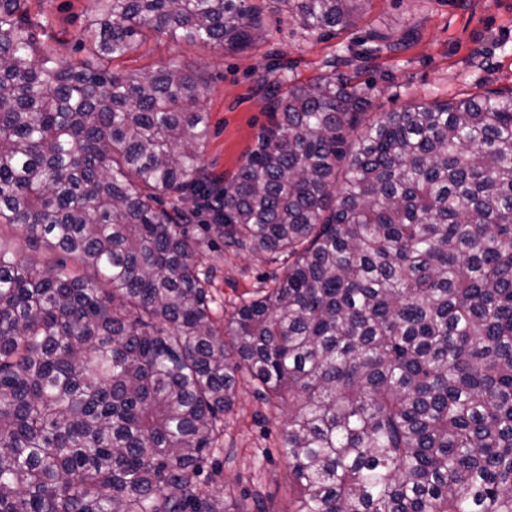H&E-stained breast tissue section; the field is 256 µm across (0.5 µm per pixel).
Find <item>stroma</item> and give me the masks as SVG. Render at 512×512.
<instances>
[{
  "label": "stroma",
  "instance_id": "1",
  "mask_svg": "<svg viewBox=\"0 0 512 512\" xmlns=\"http://www.w3.org/2000/svg\"><path fill=\"white\" fill-rule=\"evenodd\" d=\"M88 0H32L75 53ZM267 40L245 54L174 42L160 35L128 55L125 70L176 60L207 76L202 109L209 119L203 163L213 177L231 180L257 150L272 114L259 89L263 80L306 83L347 71L368 96L369 119L412 102L452 101L468 93L512 88V0H371L358 22L332 36L305 31L285 14L267 16ZM389 32L373 44L371 32ZM202 266L216 269L211 294L220 315L282 276L288 256L204 246ZM224 450L207 463L210 486L226 493L261 491L269 512H287L294 495L279 411L268 410L250 383L239 381L236 403L224 416Z\"/></svg>",
  "mask_w": 512,
  "mask_h": 512
}]
</instances>
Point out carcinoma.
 <instances>
[{"label": "carcinoma", "mask_w": 512, "mask_h": 512, "mask_svg": "<svg viewBox=\"0 0 512 512\" xmlns=\"http://www.w3.org/2000/svg\"><path fill=\"white\" fill-rule=\"evenodd\" d=\"M30 2L0 0V228L46 256L0 232V512H268L203 478L240 378L285 408L288 512H512V89L364 125L351 78L278 80L222 185L203 73L112 63L370 0H90L80 58ZM207 197L225 249L289 259L222 327Z\"/></svg>", "instance_id": "obj_1"}]
</instances>
